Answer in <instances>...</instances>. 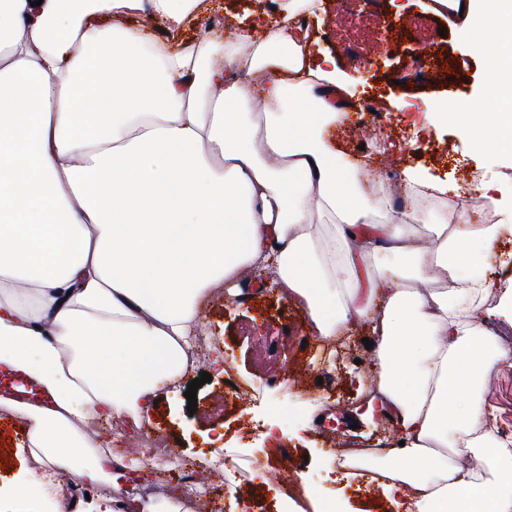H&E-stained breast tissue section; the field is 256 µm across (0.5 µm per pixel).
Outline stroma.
<instances>
[{
    "label": "stroma",
    "mask_w": 512,
    "mask_h": 512,
    "mask_svg": "<svg viewBox=\"0 0 512 512\" xmlns=\"http://www.w3.org/2000/svg\"><path fill=\"white\" fill-rule=\"evenodd\" d=\"M288 0H207L206 8L182 39L192 41L216 33L225 50L235 46L240 24L255 19L273 22ZM320 19H309V49L317 58L336 62V73L355 104L344 124L327 129L325 136L350 159L365 160L372 171L368 181L391 193L402 190L403 171L414 167L446 183L449 194L466 193L471 173L482 183L512 188V158L493 156L461 138L454 123L433 125L429 110L440 100L468 102L474 111L485 107L487 63L468 41L464 29L470 12L436 15L430 0H374L363 12L343 10L340 0H323ZM375 106L380 115L376 129L357 142L350 126L359 109ZM259 276L246 272L238 293L215 285L202 310L200 336L230 356L232 368L253 383L260 396L231 405L224 401V378L214 374L211 361L189 370L183 381L165 387L155 409L136 428L115 420L87 421L102 447H111L114 434L128 438L162 440L175 448L178 458L206 457L200 469L203 483H219L215 457L221 444L240 449L243 456L267 462L271 476L246 484L254 506L275 507L295 496L298 512H317L314 494L295 495L288 478L315 482L334 495L336 512H399L383 486L368 476L330 473L329 456L344 448H370L380 440L398 443L400 434L388 430L386 419L361 418L368 400L366 390L378 375L374 350L363 340L370 323L349 333L334 382L318 383L320 353L317 336L310 332L303 305L296 299L258 288ZM212 375L197 391V411L188 413L184 396L190 380L201 372ZM486 416L496 421L495 437L512 439V366L497 365L484 384ZM16 415L0 409V489L30 471L36 460L18 454Z\"/></svg>",
    "instance_id": "obj_1"
}]
</instances>
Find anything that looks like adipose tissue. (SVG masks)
I'll list each match as a JSON object with an SVG mask.
<instances>
[{
    "mask_svg": "<svg viewBox=\"0 0 512 512\" xmlns=\"http://www.w3.org/2000/svg\"><path fill=\"white\" fill-rule=\"evenodd\" d=\"M146 2L177 30L200 0H0V371L39 392L0 406L29 421L30 453L117 483L127 464L79 423H139L182 379L211 287L257 268L301 301L323 343L371 321L378 405L404 441L379 469L385 488L411 512H512V453L472 435L484 380L512 349L476 322L490 282L466 271L468 244L512 235V201L494 224L456 214L452 231L396 211L385 189L364 193V161L323 136L345 87L295 21L320 0L242 31L229 53L217 35L175 48L113 24ZM476 2L468 37L494 63L493 108L446 100L432 122L512 155V0ZM258 69L270 72L259 127L244 80ZM319 212L332 222L315 242ZM370 258L379 277L361 270ZM453 448L479 449L491 480L454 467Z\"/></svg>",
    "mask_w": 512,
    "mask_h": 512,
    "instance_id": "ef3b65f1",
    "label": "adipose tissue"
}]
</instances>
